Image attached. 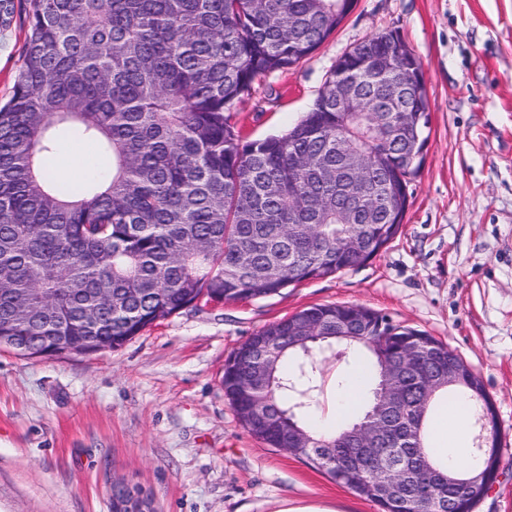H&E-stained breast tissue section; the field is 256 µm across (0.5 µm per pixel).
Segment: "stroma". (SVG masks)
Here are the masks:
<instances>
[{"label": "stroma", "instance_id": "obj_1", "mask_svg": "<svg viewBox=\"0 0 512 512\" xmlns=\"http://www.w3.org/2000/svg\"><path fill=\"white\" fill-rule=\"evenodd\" d=\"M396 30L421 60L430 136L395 238L371 261L281 293L202 304L117 349L28 357L0 347V512H112V486L156 512H377L305 458L268 447L224 395V360L264 326L358 304L434 336L497 408L501 470L475 512H512V0H356L307 60L262 79L232 112L246 140L285 133L336 59ZM27 35L0 29V103ZM346 359L322 364L315 415L333 416Z\"/></svg>", "mask_w": 512, "mask_h": 512}]
</instances>
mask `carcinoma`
I'll list each match as a JSON object with an SVG mask.
<instances>
[{"instance_id": "cac0c4a2", "label": "carcinoma", "mask_w": 512, "mask_h": 512, "mask_svg": "<svg viewBox=\"0 0 512 512\" xmlns=\"http://www.w3.org/2000/svg\"><path fill=\"white\" fill-rule=\"evenodd\" d=\"M355 0H0V27L25 14L27 36L12 95L0 105V336L14 350L79 347L98 336L119 348L149 324L201 298L220 305L279 293L362 265L397 235L415 172L408 125L423 66L397 31L372 35L338 59L306 114L285 134L245 141L228 121L262 78L299 65L336 32L328 15ZM351 102L336 106V75ZM87 140L110 160L77 182L48 162L64 141ZM364 349V403L328 435L313 427V354ZM408 361L391 433L372 463L403 483L437 477L473 512L464 473L497 481L494 400L474 370L441 378L448 347L353 304L315 305L275 321L224 361V395L271 448H289L379 512H439L430 500L378 499L370 475L346 465L349 437L389 403V365ZM471 403L477 446L448 470L427 450L432 409ZM267 402L278 414L257 415Z\"/></svg>"}]
</instances>
